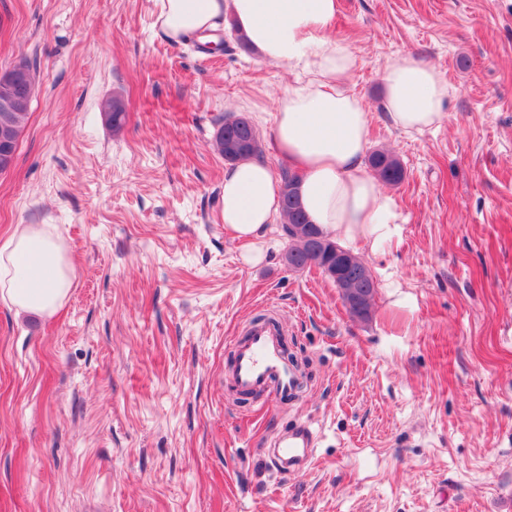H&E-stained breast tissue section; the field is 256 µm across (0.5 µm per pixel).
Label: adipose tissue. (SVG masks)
I'll return each mask as SVG.
<instances>
[{
	"instance_id": "obj_1",
	"label": "adipose tissue",
	"mask_w": 512,
	"mask_h": 512,
	"mask_svg": "<svg viewBox=\"0 0 512 512\" xmlns=\"http://www.w3.org/2000/svg\"><path fill=\"white\" fill-rule=\"evenodd\" d=\"M156 25L171 41L205 36L233 22L269 63L303 69L305 81L276 101V150L302 175L303 206L324 233L347 248L378 251L398 233L396 202L365 167L369 112L344 84L356 66L330 32L339 0H157ZM379 106L406 132L440 125L448 84L412 58L381 75ZM281 184L269 165L244 160L224 172V227L244 242L243 260L259 263L255 244L280 211ZM73 283V268L49 225L24 224L0 242V303L52 315Z\"/></svg>"
}]
</instances>
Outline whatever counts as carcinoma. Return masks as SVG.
I'll return each instance as SVG.
<instances>
[{
	"label": "carcinoma",
	"instance_id": "cac0c4a2",
	"mask_svg": "<svg viewBox=\"0 0 512 512\" xmlns=\"http://www.w3.org/2000/svg\"><path fill=\"white\" fill-rule=\"evenodd\" d=\"M30 107L23 105L17 112H0V129L7 128L8 137L12 147H17L20 133L25 126ZM126 109L118 98L112 99V113L105 116V121L113 131H120L125 125ZM235 138L247 145L244 153L235 159L229 160L234 164L243 160L257 157L261 154L259 134L250 119L244 115H234L220 125L214 135V147L219 155L226 153L227 140ZM368 162L380 180L389 185H397L404 179L405 172L400 161L385 151L372 153ZM302 176L289 169L281 172V215L285 221L284 231L291 244L285 253V262L297 269L315 267L326 273L325 265L335 261L336 251L342 247L326 235L320 228L312 224L302 209L300 202V184ZM316 233L325 242L322 253H313L308 250L307 236Z\"/></svg>",
	"mask_w": 512,
	"mask_h": 512
}]
</instances>
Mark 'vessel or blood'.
I'll use <instances>...</instances> for the list:
<instances>
[{"mask_svg":"<svg viewBox=\"0 0 512 512\" xmlns=\"http://www.w3.org/2000/svg\"><path fill=\"white\" fill-rule=\"evenodd\" d=\"M243 341H233L231 377L243 394L258 392L287 399L294 394L299 377L282 356L283 332L279 325L256 323ZM318 433L308 423L291 426L279 434L268 455L277 472L288 475L305 468L314 456Z\"/></svg>","mask_w":512,"mask_h":512,"instance_id":"b4317fda","label":"vessel or blood"}]
</instances>
